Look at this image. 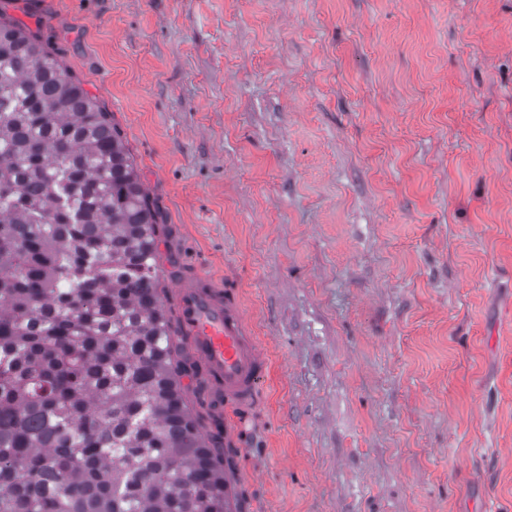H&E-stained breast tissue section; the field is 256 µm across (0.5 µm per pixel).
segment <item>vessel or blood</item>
<instances>
[{
	"mask_svg": "<svg viewBox=\"0 0 512 512\" xmlns=\"http://www.w3.org/2000/svg\"><path fill=\"white\" fill-rule=\"evenodd\" d=\"M166 311L182 339L188 360L204 380L207 411L224 424V446L240 444L238 414L253 403L267 363L245 318L236 292L210 274H185L173 289ZM241 495L232 466L224 468V507L241 512Z\"/></svg>",
	"mask_w": 512,
	"mask_h": 512,
	"instance_id": "vessel-or-blood-1",
	"label": "vessel or blood"
}]
</instances>
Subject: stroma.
I'll list each match as a JSON object with an SVG mask.
<instances>
[{"mask_svg": "<svg viewBox=\"0 0 512 512\" xmlns=\"http://www.w3.org/2000/svg\"><path fill=\"white\" fill-rule=\"evenodd\" d=\"M109 114L161 285L270 365L243 512H512V0H0Z\"/></svg>", "mask_w": 512, "mask_h": 512, "instance_id": "stroma-1", "label": "stroma"}]
</instances>
